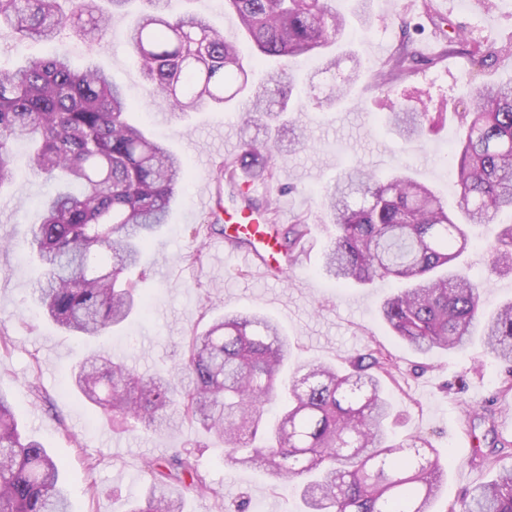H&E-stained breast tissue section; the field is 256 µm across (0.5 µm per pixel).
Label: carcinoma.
<instances>
[{
    "label": "carcinoma",
    "mask_w": 512,
    "mask_h": 512,
    "mask_svg": "<svg viewBox=\"0 0 512 512\" xmlns=\"http://www.w3.org/2000/svg\"><path fill=\"white\" fill-rule=\"evenodd\" d=\"M131 2L0 0V25L22 39L52 41L68 27L98 40ZM141 2L146 8L125 40L148 96L182 113L240 97L243 126L262 131L224 160L219 178L269 182L283 136L291 151L309 147L284 117L293 91L286 66L326 53L345 31V15L329 0H225L252 42L254 63L281 61L258 86L238 46L206 18L177 12L173 0ZM417 62L418 53L402 48L376 72L375 86L411 75ZM131 109L103 69L89 62L76 71L62 51L0 67V188L12 178L11 144L30 142L34 171L57 183L31 229L29 254L42 271L35 293L45 317L74 336H105L136 312V282L124 274L139 266L189 178L164 142L126 119ZM387 120L408 142L431 125L429 113L403 106ZM460 123L457 207L407 174L384 180L351 166L321 199L335 227L324 271L340 285L398 282L379 317L412 350H462L479 336L489 355L512 367V301L485 312L484 284L462 267L471 229L512 211V79L477 87ZM266 211L288 263H302L310 224L283 226L272 204ZM488 252L492 273L512 274V224L495 233ZM292 357L272 317L237 312L190 336L181 367L165 376L140 375L98 351L79 362L74 379L91 407L147 430L187 421L216 432L227 464L264 466L275 483L295 484L303 512H431L444 470L426 438L391 436L381 383L391 370L382 350L366 347L348 370L298 363L285 380ZM497 444L485 457L493 467L512 446ZM146 474L144 501L129 512H182L187 491L221 499L187 450L150 463ZM0 512H69L57 461L21 435L2 394ZM448 512H512V465Z\"/></svg>",
    "instance_id": "carcinoma-1"
}]
</instances>
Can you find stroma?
Masks as SVG:
<instances>
[{"label":"stroma","mask_w":512,"mask_h":512,"mask_svg":"<svg viewBox=\"0 0 512 512\" xmlns=\"http://www.w3.org/2000/svg\"><path fill=\"white\" fill-rule=\"evenodd\" d=\"M444 0H372L368 20L351 15L350 0H333L347 12L340 74L361 64V74L350 96L331 107L316 108L309 93L325 96L327 76L316 59L290 64L296 78L292 102L300 125L311 143L288 157H274L276 178L260 184L264 198L279 201L278 221L306 218L312 226L311 250L304 262L274 279L238 271L209 241H196L192 226L207 216L199 205L204 194L224 195L225 183L216 179L223 163L225 139L241 142L243 129L236 104L202 105L183 116L160 118V108L143 91L139 67L123 33L131 16L117 15L103 39L88 43L62 30L56 44L19 40L9 27L0 28V66L11 67L26 58L67 50L75 68L95 60L122 85L134 103V121L165 138L169 148L190 173L173 206L169 222L143 253L145 278L139 288L145 304L117 335L84 339L59 329L40 315L34 290L40 269L28 259L30 230L40 221V202L53 186L36 174L29 162L30 148L18 141L11 146L13 179L0 189V392L12 402L22 429L59 457L65 469L70 512H128L145 493L144 464L187 449L201 471L224 499L193 494L184 498L183 512H236L247 502L248 512H300L297 491L274 484L264 468L238 467L224 462V444L214 433L188 422L165 432L135 426L120 428L111 414L89 411L71 386L75 363L102 348L113 361L149 374L177 365L187 336L205 329L227 310L260 312L273 317L294 342L298 361L341 364L366 346L380 345L393 364L388 384L395 407L393 430L398 437L422 435L447 460V478L436 502V512L461 504L475 486L495 472L482 464L469 446L479 437L481 450L494 440H512V373L486 354L481 341L462 352L420 355L392 336L377 315L391 286H340L322 269L329 243L328 218L320 206L324 190L352 165L388 176L405 170L435 189L448 204L458 197L450 154L475 86L512 78V0H472L468 8L447 9ZM185 10L201 13L237 43L245 59H252L237 16L223 0H186ZM463 34L461 52L447 53V39ZM409 39L425 63L413 76L376 89L372 72ZM496 54L479 72L471 70L468 54L480 49ZM427 112L436 124L422 141H402L384 117L395 104ZM495 226L481 229L466 256L468 274L483 281L486 309L512 301V275L491 273L487 245ZM200 260H192V253ZM98 467L86 471L89 458Z\"/></svg>","instance_id":"35a3bbf8"}]
</instances>
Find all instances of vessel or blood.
<instances>
[{
	"instance_id": "obj_1",
	"label": "vessel or blood",
	"mask_w": 512,
	"mask_h": 512,
	"mask_svg": "<svg viewBox=\"0 0 512 512\" xmlns=\"http://www.w3.org/2000/svg\"><path fill=\"white\" fill-rule=\"evenodd\" d=\"M256 192L253 184L237 185L232 198L224 202V221L229 226L230 236L250 242L239 256L242 264L258 267L269 276L287 274L288 268L279 258L278 241L266 228L264 215L253 202Z\"/></svg>"
}]
</instances>
